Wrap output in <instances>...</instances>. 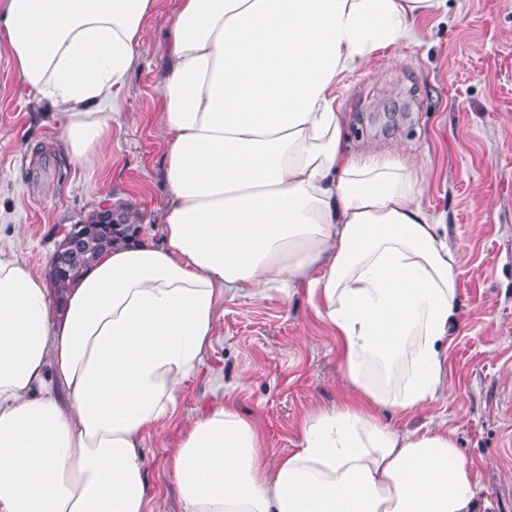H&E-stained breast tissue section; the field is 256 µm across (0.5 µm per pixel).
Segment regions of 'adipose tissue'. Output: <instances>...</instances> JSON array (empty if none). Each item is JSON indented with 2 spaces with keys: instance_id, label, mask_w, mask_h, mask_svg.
Instances as JSON below:
<instances>
[{
  "instance_id": "1",
  "label": "adipose tissue",
  "mask_w": 512,
  "mask_h": 512,
  "mask_svg": "<svg viewBox=\"0 0 512 512\" xmlns=\"http://www.w3.org/2000/svg\"><path fill=\"white\" fill-rule=\"evenodd\" d=\"M442 0H178L164 19L160 243L103 253L53 309L43 273L0 257V512H152L141 448L171 417L224 300L302 288L364 398L303 416L276 470L229 400L172 455L182 512H479L448 433L406 415L447 389L464 259L425 209L415 159L344 148L337 78L413 37ZM157 0H0V44L94 164Z\"/></svg>"
}]
</instances>
